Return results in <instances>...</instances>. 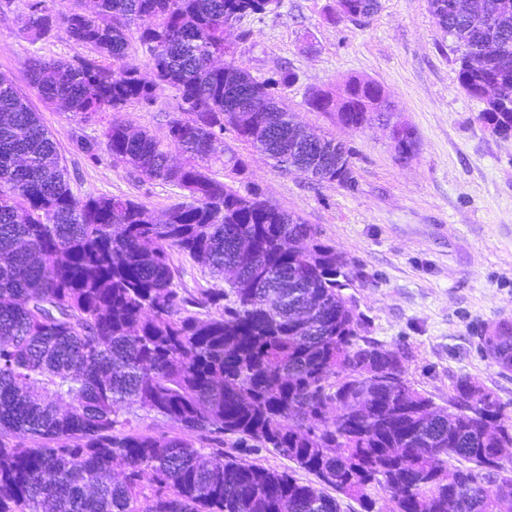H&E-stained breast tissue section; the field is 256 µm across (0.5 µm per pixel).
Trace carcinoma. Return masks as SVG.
Segmentation results:
<instances>
[{"label": "carcinoma", "instance_id": "cac0c4a2", "mask_svg": "<svg viewBox=\"0 0 512 512\" xmlns=\"http://www.w3.org/2000/svg\"><path fill=\"white\" fill-rule=\"evenodd\" d=\"M28 0L19 18L35 43L57 29L91 56L35 58L28 82L49 107L86 125L89 157L179 190L164 221L128 197L79 196L53 134L0 74V512H339L336 497L293 475L224 454L273 448L336 492L374 512H498L512 499V418L494 393L461 377L440 406L406 379L400 352L367 336L345 295L350 260L312 225L241 179L245 149L282 174L355 183V151L331 134L305 135L285 103L297 79L282 67L254 77L238 67L226 31L280 0H82L55 12ZM458 53V83L483 103L485 125L512 135V0H430ZM378 0H335L336 18L363 25ZM498 12L477 27V13ZM150 76L127 62L132 42ZM503 62L497 89L465 64ZM169 87L180 112L165 138L130 131L106 112L150 105ZM314 112L360 129L395 103L373 81L314 89ZM399 156L415 151L409 127ZM239 177V185L213 168ZM308 240L306 255L296 244ZM200 263L220 288L176 283L172 254ZM240 270L242 281L225 272ZM512 370V324L480 337ZM344 399L341 422L326 412ZM138 407L175 435L124 431ZM500 420V437L484 436ZM454 459L457 465L448 466Z\"/></svg>", "mask_w": 512, "mask_h": 512}]
</instances>
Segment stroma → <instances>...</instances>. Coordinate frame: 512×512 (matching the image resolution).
Returning a JSON list of instances; mask_svg holds the SVG:
<instances>
[{"instance_id":"1","label":"stroma","mask_w":512,"mask_h":512,"mask_svg":"<svg viewBox=\"0 0 512 512\" xmlns=\"http://www.w3.org/2000/svg\"><path fill=\"white\" fill-rule=\"evenodd\" d=\"M334 0H281L262 19L232 30L237 64L263 77L280 67L298 81L288 104L315 132H333L355 151L356 184H318L276 171L271 160L247 156L248 179L273 204L313 225L352 262V295L368 320V334L406 357V377L444 405L457 378L492 389L512 417V372L480 349L484 329L512 322V138L493 135L477 119L483 105L457 81L456 54L436 24L430 0H380L364 26L334 20ZM27 0H0V73L8 75L52 132L77 195H110L145 203L163 215L172 187L148 181L107 158L89 159L75 137L100 128L45 108L29 86L37 57L80 55L65 32L30 43L18 34ZM372 80L398 106L386 123L338 126L305 104L315 88L347 79ZM172 89L149 106L131 105L120 117L161 137L178 109ZM411 127L412 158L397 154L392 125Z\"/></svg>"}]
</instances>
